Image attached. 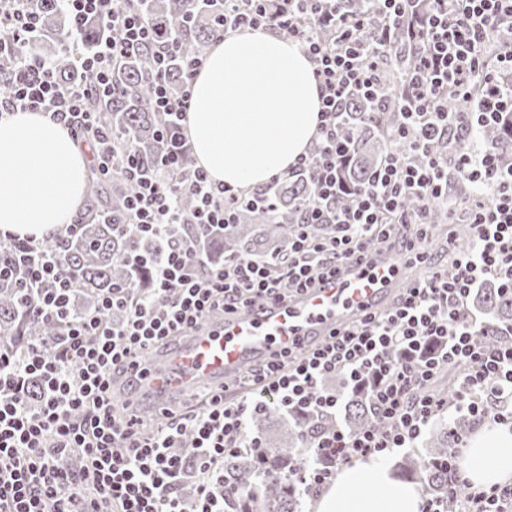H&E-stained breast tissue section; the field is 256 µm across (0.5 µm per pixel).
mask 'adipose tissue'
<instances>
[{
	"label": "adipose tissue",
	"instance_id": "1",
	"mask_svg": "<svg viewBox=\"0 0 512 512\" xmlns=\"http://www.w3.org/2000/svg\"><path fill=\"white\" fill-rule=\"evenodd\" d=\"M313 63L295 42L261 30L214 43L191 88L186 134L213 181L264 186L305 155L319 131ZM86 155L69 130L26 112L0 120V232L42 237L72 223L85 196ZM475 486L512 484V433L481 427L461 454ZM423 496L384 459L343 467L313 512H421Z\"/></svg>",
	"mask_w": 512,
	"mask_h": 512
}]
</instances>
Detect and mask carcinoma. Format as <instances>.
<instances>
[{
	"label": "carcinoma",
	"instance_id": "1",
	"mask_svg": "<svg viewBox=\"0 0 512 512\" xmlns=\"http://www.w3.org/2000/svg\"><path fill=\"white\" fill-rule=\"evenodd\" d=\"M156 26L157 43L178 38L189 54L204 56L215 36L216 19L222 11L218 0L192 9L185 0H141ZM341 10L348 15H360L378 21L377 0H342ZM67 15L56 0H41L38 24L26 51L42 55L41 44L52 35H63ZM102 35L95 24L82 32V43L92 52ZM419 46L407 32H395L387 53L380 60L381 94L367 101L363 92L352 89L340 104L339 131L349 146L344 163L346 189L330 207H347L354 203V191L368 185L375 173L391 155L404 153V145L391 137L393 127L402 122L398 99L404 79L417 62ZM143 49L122 60L112 76V99L93 96L88 109L100 113L101 121L112 130V146L121 153L124 146L132 147L145 170L150 171L161 158L167 145L157 113L150 101L153 92L152 53ZM49 60L58 78L65 84L96 83L93 73L73 65L64 49L53 51ZM468 99L448 95L445 107L450 112H468ZM504 122L486 126L480 132L484 149L503 163H512V112L503 115ZM134 184L118 176L106 181L97 171L87 176L86 195L90 209L85 214L79 233L69 239L60 258L61 270L78 280L69 300L74 315L94 309L98 298L115 287L130 289L135 296L151 287L148 270L152 261L161 258L174 243H196L191 224H176L164 237H150L136 224H125L115 230L114 221L122 214L124 199L132 194ZM256 206L239 209L237 222L225 224L199 243L203 263L207 267L224 263L233 257L266 256L284 249L295 234L297 225L304 223L308 211L319 204L312 181L307 174L288 177L277 184L269 195L257 192ZM139 258L141 267L133 269L127 261ZM23 293L0 283V345L17 352L30 343L56 333L54 326L29 317L22 304ZM480 312L486 320L475 329L473 340L478 344L502 342L512 338L500 334V329L512 324V293L491 280L473 295L462 316L473 317ZM344 417L341 426L351 432L382 429V421L369 407L366 398L351 393L342 398ZM283 420L282 408L273 402L260 405L247 420L246 437L257 440L259 447L243 448L224 457V482L215 490L224 495V512H303L305 489L289 479L288 468L297 466L309 452L310 435L336 425V419L319 414L293 418V426L275 436L269 433L272 423ZM470 417L456 414L453 418L439 414L428 434L422 439L423 450L414 451L397 467L408 479L419 484L429 495L444 498L445 512H456L457 503L448 492V461L454 437L469 428Z\"/></svg>",
	"mask_w": 512,
	"mask_h": 512
}]
</instances>
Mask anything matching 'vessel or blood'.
I'll list each match as a JSON object with an SVG mask.
<instances>
[{
    "mask_svg": "<svg viewBox=\"0 0 512 512\" xmlns=\"http://www.w3.org/2000/svg\"><path fill=\"white\" fill-rule=\"evenodd\" d=\"M399 279L395 263L372 257L284 303L245 310L223 324L190 331L146 383L164 393L240 376L257 357L318 342L331 330L375 310L392 298Z\"/></svg>",
    "mask_w": 512,
    "mask_h": 512,
    "instance_id": "vessel-or-blood-1",
    "label": "vessel or blood"
}]
</instances>
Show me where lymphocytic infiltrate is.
<instances>
[{
    "label": "lymphocytic infiltrate",
    "instance_id": "lymphocytic-infiltrate-1",
    "mask_svg": "<svg viewBox=\"0 0 512 512\" xmlns=\"http://www.w3.org/2000/svg\"><path fill=\"white\" fill-rule=\"evenodd\" d=\"M381 0L384 21L347 22L336 0H224L217 36L230 31L274 30L298 43L314 64L322 107L318 138L311 155L299 158L296 170L307 171L322 201L301 224L297 238L271 260L237 258L219 268L204 267L191 246H176L153 264V287L140 297L116 288L102 295L91 313L73 317L68 310L74 278L60 274L59 260L78 224H65L42 239L0 235V280L22 271L24 306L36 319L58 325L45 342L29 346L22 359L0 351V512H184L177 495L188 466L207 480L199 485L194 512H224V501L210 491L224 479L219 463L245 443L244 424L260 398L289 411L335 415L336 394L321 390L322 380L343 374L351 390L364 393L375 411L388 420L385 431L351 434L341 428L324 431L311 442L312 459L293 470V477L314 490L326 484L338 467L412 444L446 406L473 416L486 415V400L496 397L502 382L512 383V344L494 348L473 345V323L461 319L473 289L493 278L512 291V169L502 168L485 151L467 150L455 158L428 152L429 142L448 131L476 137L469 115L446 111L445 94L470 97L481 88L480 105L512 110V89L500 87L493 67L512 68V0ZM69 16L72 38L87 23L104 31L93 53L75 54L78 67L94 71V90L61 87L50 60L22 56L16 44L36 30L38 0H0V28L9 27L11 42L0 41V68L10 71L12 92L0 99V119L19 112H41L83 131L92 148V166L108 177L120 167L137 183L125 209L131 223L161 237L175 224L194 225L205 235L216 224L231 223L238 206L251 194L213 183L202 167L181 172L187 151L182 123L190 108L191 85L204 59L184 57L185 77L179 88L168 84V64L182 55L178 39L167 42L154 58V98L169 141L166 154L145 172L136 152L112 153V134L87 111L89 94H112V67L127 52L155 40L156 30L141 11V0H59ZM315 27L302 26L303 16ZM416 23L422 41L420 59L405 80L410 103L405 122L393 133L405 155L391 157L362 189L354 208L333 210L329 201L340 190L339 166L347 149L338 132V109L351 88L377 96L378 59L397 22ZM337 32L335 44L324 42L321 27ZM504 36L494 60L485 45L491 32ZM465 175L470 194L448 199V171ZM418 195L424 203L406 210L403 200ZM191 196L192 212L180 200ZM446 205L462 214L473 245L455 256V271L437 268L427 240L429 204ZM412 226L404 243V262L426 268L423 278L403 288L386 315L369 312L336 330L310 349H290L253 368L242 380L256 390L237 402L216 391L204 411L191 418L172 416L155 433L144 434L135 418L119 413L112 391L115 377L137 386L147 369L143 352L166 344L206 322L214 311L229 314L256 300L281 301L331 280L348 265L361 262L387 241L395 225ZM465 368L453 402L428 387L442 366ZM37 380L42 396L30 405L27 380ZM192 432L195 444L183 451L180 441ZM80 449L84 464L69 470L61 456ZM452 491L461 493L462 512H512V485L472 490L456 463L448 465Z\"/></svg>",
    "mask_w": 512,
    "mask_h": 512
}]
</instances>
